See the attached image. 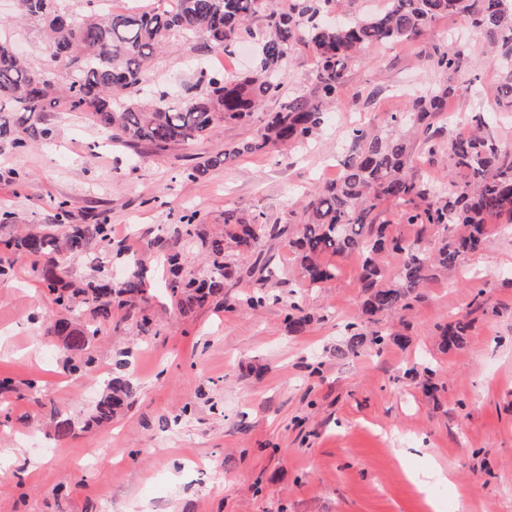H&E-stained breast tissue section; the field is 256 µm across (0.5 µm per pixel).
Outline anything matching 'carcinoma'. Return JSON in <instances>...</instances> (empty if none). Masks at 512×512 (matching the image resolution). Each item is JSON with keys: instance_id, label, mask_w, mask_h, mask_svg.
<instances>
[{"instance_id": "carcinoma-1", "label": "carcinoma", "mask_w": 512, "mask_h": 512, "mask_svg": "<svg viewBox=\"0 0 512 512\" xmlns=\"http://www.w3.org/2000/svg\"><path fill=\"white\" fill-rule=\"evenodd\" d=\"M66 0H15L14 21H27L41 33L47 55L40 62L12 54L0 39V135L10 133L3 114L21 108L35 114L51 106L58 112H80L113 139L129 147L142 143L165 151L205 140L226 124L242 123L272 103L263 126L249 139L196 162L187 177L199 179L243 154H266L307 144L320 130L324 113L340 104L354 68L371 49L418 40L438 19L457 15L484 41L487 61L501 59L493 108L512 112V8L506 0H383L374 13L332 22L337 0H164L148 11H104L102 0H82L73 10ZM258 46L256 70L237 77L218 72L200 75L201 91L175 95L168 90L144 93L143 75L155 58L174 48L231 52L240 42ZM311 51L317 69L302 90L287 93L280 74L294 52ZM422 61L437 67L443 80L416 96L406 111L393 112L387 132L357 126L348 131V155L336 181L307 197L301 211H290L288 223L269 224L264 214L224 210V229L214 231L192 212L153 246L166 254L169 277L164 291L183 314L206 306L227 284L243 279L258 283L272 276L264 243L288 236L298 272L307 288H323L336 278L326 257H363L360 283L369 321L411 308L414 294L438 272L456 271L469 255L481 252L491 224L512 221V152L488 131L486 112L471 113V131L448 140L452 171L460 179L449 191L413 170L417 154L436 155L441 148L440 122L448 99L460 86L456 76L483 63L472 58L467 43L431 42ZM52 128L33 122L25 135L13 138L22 149L48 139ZM399 207L404 224L437 230L433 243L420 248L390 231L383 205ZM61 231L43 230L0 239V247L32 259L31 273L47 288L57 315L46 335L82 354L67 365L73 376L96 363L91 350L112 311L136 322L144 333L161 330L149 306L154 291L150 269L141 257L112 243V227L99 214L89 224H70L66 204H58ZM101 243L127 265L114 283L107 275L81 282L65 279L55 256L66 251L88 257ZM208 259L207 272H196L197 256ZM403 256L393 277L384 274V259ZM288 327L302 333L314 321L297 301L288 305ZM469 322L444 329L449 348L464 344ZM136 394L123 377L112 379L88 423L99 425L128 407Z\"/></svg>"}]
</instances>
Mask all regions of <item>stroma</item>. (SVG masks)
Listing matches in <instances>:
<instances>
[{"label":"stroma","mask_w":512,"mask_h":512,"mask_svg":"<svg viewBox=\"0 0 512 512\" xmlns=\"http://www.w3.org/2000/svg\"><path fill=\"white\" fill-rule=\"evenodd\" d=\"M401 42L369 53L303 149L244 154L207 176L185 171L251 136L261 125L228 126L189 147L130 149L107 142L75 112L47 111L50 142L26 149L0 137V239L49 228L66 203L76 224L105 213L113 239L145 257L156 281L168 270L150 243L194 211L223 224L244 208L282 222L336 166L350 127L384 128L411 94L440 79ZM189 54L172 50L144 76L156 90L193 88ZM278 283L256 311L215 301L194 313H161L159 335H141L113 313L94 341L97 365L82 377L47 336L55 308L26 255L4 253L0 278V512H512V233L490 230L465 267L481 277L480 307L462 275L429 279L413 309L374 325L383 349L344 353L345 323L361 320V262L336 258L335 280L297 287L287 239L272 243ZM316 322L289 328L290 301ZM471 324L465 345L446 349L440 329ZM137 388L111 423L86 429L113 363ZM74 429L57 439L51 411ZM447 483L424 485L434 468Z\"/></svg>","instance_id":"1"}]
</instances>
